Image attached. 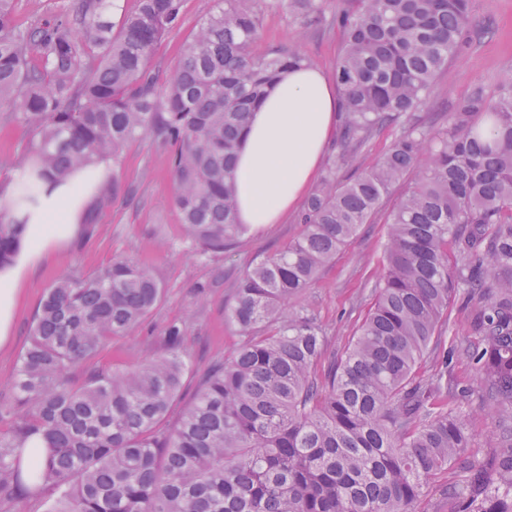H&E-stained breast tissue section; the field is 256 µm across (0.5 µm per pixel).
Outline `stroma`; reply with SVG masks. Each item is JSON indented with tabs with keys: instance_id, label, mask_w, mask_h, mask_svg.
I'll return each instance as SVG.
<instances>
[{
	"instance_id": "35a3bbf8",
	"label": "stroma",
	"mask_w": 512,
	"mask_h": 512,
	"mask_svg": "<svg viewBox=\"0 0 512 512\" xmlns=\"http://www.w3.org/2000/svg\"><path fill=\"white\" fill-rule=\"evenodd\" d=\"M216 0H184L179 27L156 45L149 61L160 80L173 74L183 43L202 20L216 10ZM472 30L492 27L488 37L470 41L440 72L420 115L434 128L447 127L456 105L475 86H483L488 101H495L500 81L512 74V0H472ZM342 45L339 29L303 26L292 9L265 8L253 51L258 55L274 49L299 48L328 77H335ZM118 179L135 195V202L118 197L95 208L99 183ZM408 187L407 180L393 186L382 211L362 225L317 281L298 297L326 332L327 352L342 354L375 300L374 286L382 273L386 217ZM174 177L171 146L152 139L129 144L121 164L99 165L90 182L78 185L77 230L51 245L43 254L32 252L24 241L14 263L21 276L9 338L0 345V396L10 393L13 377L30 339V329L47 288L58 278L89 275L112 260L127 258L151 266L164 287L161 303L137 328L108 344L104 364L126 370L166 354L165 332L170 325L183 331V351L192 369L182 391L190 401L198 375L212 362L231 358L242 342L225 318L236 283L258 257L275 255L299 236L302 226L297 211L281 223L242 236L236 246L221 254L205 253L186 236L173 203ZM473 306L456 296L433 341L448 354V380L458 393L441 398L445 408L466 415L470 434L468 456L488 462L495 446L490 410L481 403L482 375L472 358L479 338L471 330ZM462 472L455 467L430 479L417 503L418 512H456L459 503L448 489L461 485Z\"/></svg>"
}]
</instances>
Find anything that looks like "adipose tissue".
Listing matches in <instances>:
<instances>
[{"label": "adipose tissue", "mask_w": 512, "mask_h": 512, "mask_svg": "<svg viewBox=\"0 0 512 512\" xmlns=\"http://www.w3.org/2000/svg\"><path fill=\"white\" fill-rule=\"evenodd\" d=\"M338 102L316 67L280 75L250 113L234 164L237 218L254 233L300 203L336 129Z\"/></svg>", "instance_id": "ef3b65f1"}]
</instances>
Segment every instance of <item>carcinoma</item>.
I'll return each instance as SVG.
<instances>
[{
	"mask_svg": "<svg viewBox=\"0 0 512 512\" xmlns=\"http://www.w3.org/2000/svg\"><path fill=\"white\" fill-rule=\"evenodd\" d=\"M307 25L343 33L336 62L344 123L337 163L300 214L302 233L255 259L228 316L244 341L202 375L168 423L188 362L182 331L167 354L114 371L95 358L136 328L163 286L147 266L118 259L48 288L9 398L0 400V502L57 493L55 512H416L428 479L467 458L460 412L437 406L442 378L415 380L448 304L474 302V359L491 410L494 456L466 463L453 497L461 512H512V80L494 105L475 88L433 133L415 117L439 71L473 36L471 0H275ZM110 0H79L55 25L14 24L0 0V106L30 137L15 189L0 184V270L58 191L149 137L172 146L173 201L191 241L231 249L245 231L231 187L251 108L298 50L253 53L266 0H224L186 40L158 86L155 45L178 27L183 0H136L119 24ZM405 122L372 167L340 181L384 129ZM412 182L389 215L375 303L345 354L323 373L315 315L293 301L370 222L391 187ZM127 193L100 187L105 207ZM455 263L449 266L448 246ZM45 439L41 466L22 470L25 442Z\"/></svg>",
	"mask_w": 512,
	"mask_h": 512,
	"instance_id": "1",
	"label": "carcinoma"
}]
</instances>
